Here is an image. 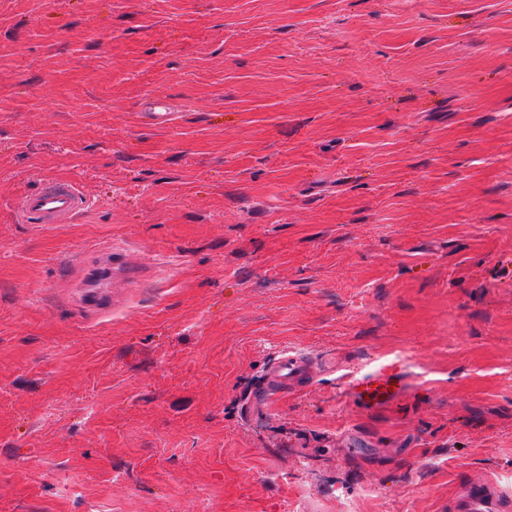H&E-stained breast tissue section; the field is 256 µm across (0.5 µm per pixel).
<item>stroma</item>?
I'll use <instances>...</instances> for the list:
<instances>
[{
  "label": "stroma",
  "mask_w": 512,
  "mask_h": 512,
  "mask_svg": "<svg viewBox=\"0 0 512 512\" xmlns=\"http://www.w3.org/2000/svg\"><path fill=\"white\" fill-rule=\"evenodd\" d=\"M47 178L88 209L20 223ZM108 249L144 285L90 314ZM287 349L323 373L253 409ZM376 357L408 386L363 411ZM468 477L512 494V0H0V512H448ZM339 383L348 402L373 410L396 402L407 387V377L400 359L389 362L376 360L368 368H356L341 375ZM388 385L395 386L393 393L389 392Z\"/></svg>",
  "instance_id": "stroma-1"
}]
</instances>
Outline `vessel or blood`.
<instances>
[{
    "instance_id": "1",
    "label": "vessel or blood",
    "mask_w": 512,
    "mask_h": 512,
    "mask_svg": "<svg viewBox=\"0 0 512 512\" xmlns=\"http://www.w3.org/2000/svg\"><path fill=\"white\" fill-rule=\"evenodd\" d=\"M88 202L79 187L64 179H49L19 200L18 211L26 224H68L84 213ZM316 361L304 353L288 350L268 368L255 402L264 406L287 396L303 393L314 382ZM348 402L373 410L396 402L407 387L404 364L395 359L374 361L340 376ZM448 512H512L497 482H466L448 504Z\"/></svg>"
}]
</instances>
